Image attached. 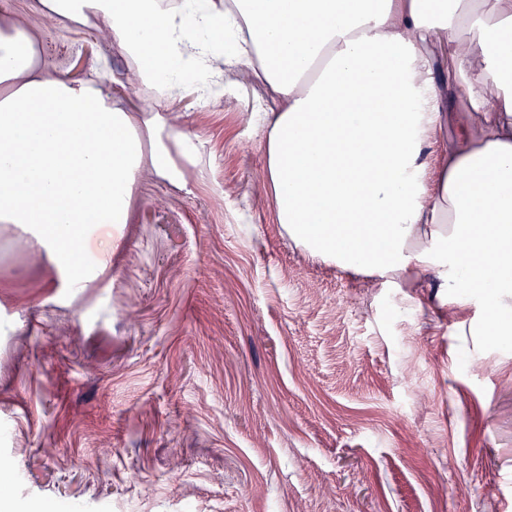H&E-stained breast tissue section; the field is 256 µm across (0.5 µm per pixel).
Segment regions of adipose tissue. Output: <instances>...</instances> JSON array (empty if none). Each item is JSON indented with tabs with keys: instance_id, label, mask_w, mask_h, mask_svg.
Masks as SVG:
<instances>
[{
	"instance_id": "obj_1",
	"label": "adipose tissue",
	"mask_w": 512,
	"mask_h": 512,
	"mask_svg": "<svg viewBox=\"0 0 512 512\" xmlns=\"http://www.w3.org/2000/svg\"><path fill=\"white\" fill-rule=\"evenodd\" d=\"M63 27H105L146 87L224 95L255 67L275 223L337 268L426 276L512 336V0H28ZM39 33L0 18V223L21 224L68 287L97 226L126 224L143 171L182 183L191 137L113 103L100 77L40 65ZM451 145L426 157L447 125ZM495 263L483 268L484 252Z\"/></svg>"
}]
</instances>
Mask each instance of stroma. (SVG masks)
Masks as SVG:
<instances>
[{"mask_svg":"<svg viewBox=\"0 0 512 512\" xmlns=\"http://www.w3.org/2000/svg\"><path fill=\"white\" fill-rule=\"evenodd\" d=\"M39 58L188 132L184 186L145 174L69 288L0 223V512H512V346L488 313L387 288L274 221L248 68L154 100L103 28L38 16Z\"/></svg>","mask_w":512,"mask_h":512,"instance_id":"1","label":"stroma"}]
</instances>
